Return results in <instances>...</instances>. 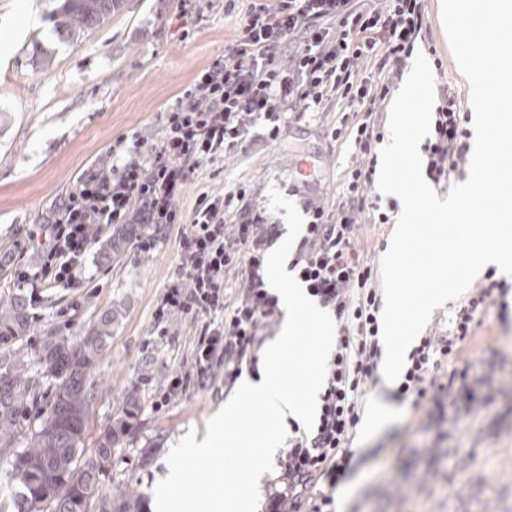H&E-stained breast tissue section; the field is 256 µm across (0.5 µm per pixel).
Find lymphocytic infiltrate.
Segmentation results:
<instances>
[{
    "mask_svg": "<svg viewBox=\"0 0 512 512\" xmlns=\"http://www.w3.org/2000/svg\"><path fill=\"white\" fill-rule=\"evenodd\" d=\"M426 28L423 0H371L362 8L353 0H253L223 54L163 108L156 136L136 131L115 138L76 177L45 223L31 230L37 262L17 256L4 262L34 305L46 289L78 286L91 247L107 227L127 228V243L139 255L174 240L177 260L154 306L153 333L168 335L172 319L181 316L195 325L198 339L189 361L172 373L167 393H183L193 379L233 384L243 370H257L260 334L279 312L265 257L281 231L253 202L249 185L211 192L199 185L202 169L253 145L276 144L286 113L347 102L351 121L332 128L330 136L349 140L356 161L346 170L339 201L301 195L306 222L288 262L308 296L334 317L339 336L314 427L307 431L290 422L288 450L265 512H334L330 491L351 468L349 445L382 359L381 296L372 266L353 241L362 219L386 224L396 208L370 192L376 146L384 139L379 114ZM470 121L455 95L440 88L421 147L432 184L463 172ZM191 188L196 196L186 211L179 201ZM233 270L241 275L234 284L227 279ZM508 288L487 274L457 312L451 333L420 338L395 390L398 401L425 407L436 422L444 416L445 399L454 398L457 425L470 424L474 406H492L477 364L459 368L455 360ZM442 368L447 374L441 380Z\"/></svg>",
    "mask_w": 512,
    "mask_h": 512,
    "instance_id": "lymphocytic-infiltrate-1",
    "label": "lymphocytic infiltrate"
}]
</instances>
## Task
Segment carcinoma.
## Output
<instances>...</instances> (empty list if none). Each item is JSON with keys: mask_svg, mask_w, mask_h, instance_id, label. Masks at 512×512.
Returning <instances> with one entry per match:
<instances>
[{"mask_svg": "<svg viewBox=\"0 0 512 512\" xmlns=\"http://www.w3.org/2000/svg\"><path fill=\"white\" fill-rule=\"evenodd\" d=\"M120 0H62L54 18L59 39L74 41L112 15ZM125 231L116 229L102 248L101 260L119 253ZM30 313L26 299L16 296L0 303V345L8 346L27 331ZM118 310L109 309L85 333L72 340L50 341L39 361L51 381V395L41 407L40 422L27 437L24 448L15 452L9 478L15 483L12 501L16 512H133L140 501L125 489L112 499L102 492L113 451L129 434L123 421L106 429L96 448L86 452L85 432L91 401L90 380L103 359L106 342ZM37 402L33 380L25 358L0 372V447L9 448L24 410Z\"/></svg>", "mask_w": 512, "mask_h": 512, "instance_id": "1", "label": "carcinoma"}]
</instances>
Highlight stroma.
<instances>
[{
  "label": "stroma",
  "instance_id": "1",
  "mask_svg": "<svg viewBox=\"0 0 512 512\" xmlns=\"http://www.w3.org/2000/svg\"><path fill=\"white\" fill-rule=\"evenodd\" d=\"M426 0L428 29L419 51L435 49L443 63L436 84L447 85L469 105L468 83L458 73L439 12ZM239 0L225 14L224 0H199L200 18L181 34L178 0H123L110 18L76 42H60L49 14L56 0H0V256L13 253L32 225L44 223L51 203L111 145L132 131L156 127L158 111L198 69L221 54L248 10ZM33 8L39 20L24 24ZM343 108L303 118L286 115L280 141L204 168L201 182L221 192L250 183L257 205L268 190L287 191L297 164L313 171L311 196H339L352 147L329 132ZM394 224L360 225L354 247L372 266L390 246ZM176 258L174 242L151 256L130 249L108 264L90 255L76 288L43 294L22 340L0 347V368L25 356L37 393L48 381L37 354L44 342L85 334L110 308L119 315L106 354L92 381L86 448L126 415L128 393H136L134 430L115 448L102 480L104 494L130 487L141 495L139 512H153L154 488L168 469L167 456L188 431H204L233 394L223 383L191 381L186 391L158 407L171 372L189 360L195 343L190 321L174 318L169 336L150 339L152 312ZM505 308H492L459 362L482 361L495 404L477 429L459 437L450 428L424 432L425 410L397 402L391 388L374 384L390 417L375 431L358 427L353 470L335 492L338 512H512V289Z\"/></svg>",
  "mask_w": 512,
  "mask_h": 512
}]
</instances>
